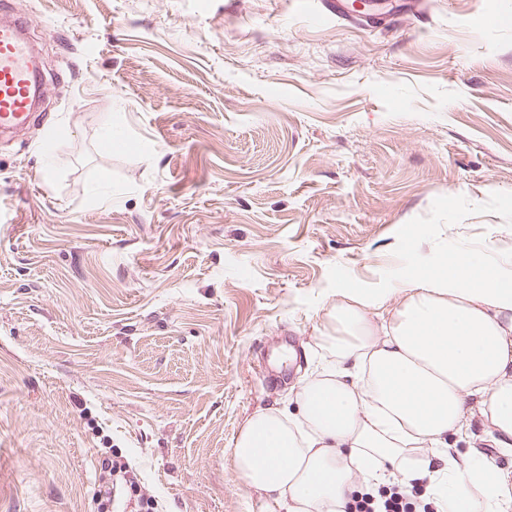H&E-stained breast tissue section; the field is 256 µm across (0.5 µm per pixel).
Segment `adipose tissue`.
Here are the masks:
<instances>
[{
    "label": "adipose tissue",
    "mask_w": 512,
    "mask_h": 512,
    "mask_svg": "<svg viewBox=\"0 0 512 512\" xmlns=\"http://www.w3.org/2000/svg\"><path fill=\"white\" fill-rule=\"evenodd\" d=\"M348 290L329 313V356L286 408L247 418L232 466L282 512H341L359 485L422 487L444 512H512V471L450 438L480 424L512 460V260L457 252L397 280ZM395 287V288H396Z\"/></svg>",
    "instance_id": "ef3b65f1"
}]
</instances>
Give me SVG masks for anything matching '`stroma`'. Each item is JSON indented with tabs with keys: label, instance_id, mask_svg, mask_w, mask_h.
<instances>
[{
	"label": "stroma",
	"instance_id": "35a3bbf8",
	"mask_svg": "<svg viewBox=\"0 0 512 512\" xmlns=\"http://www.w3.org/2000/svg\"><path fill=\"white\" fill-rule=\"evenodd\" d=\"M18 2L46 94L0 135V512H94L104 448L157 512H269L234 438L341 293L512 257V0Z\"/></svg>",
	"mask_w": 512,
	"mask_h": 512
}]
</instances>
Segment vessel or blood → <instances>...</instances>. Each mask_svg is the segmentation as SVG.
<instances>
[{
  "mask_svg": "<svg viewBox=\"0 0 512 512\" xmlns=\"http://www.w3.org/2000/svg\"><path fill=\"white\" fill-rule=\"evenodd\" d=\"M33 20L15 0L0 5V129L25 126L35 107L40 73L29 38Z\"/></svg>",
  "mask_w": 512,
  "mask_h": 512,
  "instance_id": "obj_1",
  "label": "vessel or blood"
}]
</instances>
